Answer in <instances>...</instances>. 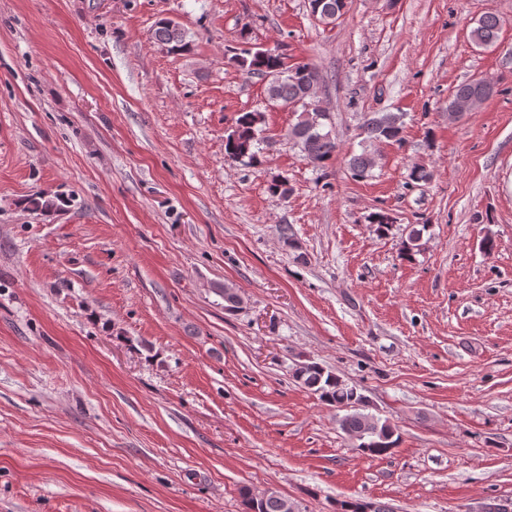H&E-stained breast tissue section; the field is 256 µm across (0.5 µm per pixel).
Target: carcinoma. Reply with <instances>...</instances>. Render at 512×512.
<instances>
[{"label":"carcinoma","instance_id":"obj_1","mask_svg":"<svg viewBox=\"0 0 512 512\" xmlns=\"http://www.w3.org/2000/svg\"><path fill=\"white\" fill-rule=\"evenodd\" d=\"M345 6V0H309L312 16L324 24L337 21ZM500 27L501 21L497 16H482L471 28L470 40L477 47H489L497 41ZM153 36L157 43L172 51L187 48L184 30L172 20L159 22ZM229 61L247 75L271 77L266 87L269 99L288 105L298 112L297 121L289 130V139L300 148L310 164L318 168L325 167L336 153L338 145L329 114L312 107V99L307 94L311 84L321 80L317 68L308 63L290 64L285 53L261 47L244 48L238 52L234 50ZM491 93L492 85L485 80L466 81L456 87L448 107H453L459 101H484ZM263 123L262 112L238 113L224 139L225 154L235 159L246 158L250 163L260 162L256 148L259 145L260 125ZM360 129L363 135L362 151L351 156L349 169L352 176L362 179L370 176L376 166L373 147L384 141L400 140L402 115L394 112H367ZM280 235L284 245L297 252L295 259L307 262L293 227L282 225ZM293 376L330 405L340 408L353 401L359 403V407L349 409L340 419V426L346 434L361 437L362 447L367 449V454L385 455L397 446L399 438L396 428L365 412L364 396L333 372L315 363L295 369Z\"/></svg>","mask_w":512,"mask_h":512}]
</instances>
